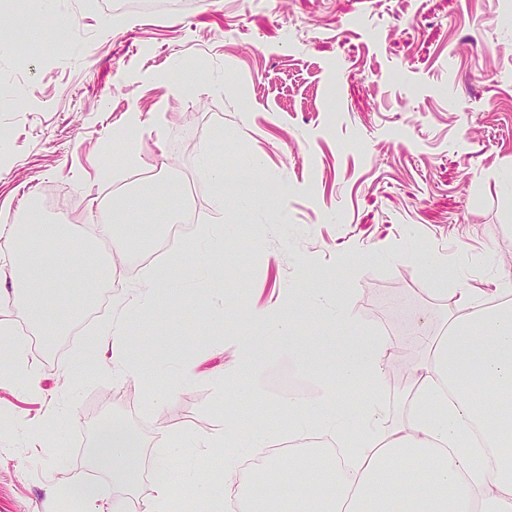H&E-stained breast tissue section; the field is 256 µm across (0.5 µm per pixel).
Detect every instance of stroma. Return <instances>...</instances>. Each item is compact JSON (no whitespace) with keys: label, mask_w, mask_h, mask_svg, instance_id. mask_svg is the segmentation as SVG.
Segmentation results:
<instances>
[{"label":"stroma","mask_w":512,"mask_h":512,"mask_svg":"<svg viewBox=\"0 0 512 512\" xmlns=\"http://www.w3.org/2000/svg\"><path fill=\"white\" fill-rule=\"evenodd\" d=\"M112 0H0V18L22 46L0 47V225L30 198L63 195L53 224L87 230L111 189L135 191L161 173L191 188L196 215L183 242L164 240L168 203H153L117 225L138 245L136 262L114 266L115 294L140 280L149 262L174 259L169 288L134 319V354L146 382L95 372L69 332L36 339L27 360L41 380L0 384V416L51 417L43 447L20 432L0 439V512H59L49 487L90 480L102 502L111 473L90 458L91 421H124L169 460L163 477L187 486L188 448L165 439L184 427L207 436L236 405L243 460L253 428L283 427L288 394H319L315 366L373 332L409 343L437 333L455 279L431 260L459 264L475 288L512 280V0H188L173 13L109 16ZM60 17L66 62L33 54L34 12ZM140 121L130 125V113ZM127 130L139 155L128 165L101 146ZM251 171L240 202L212 201L199 166ZM112 172L111 185L99 177ZM224 227L226 274L200 278L213 245L203 225ZM324 288L351 320L326 321L303 298ZM282 303L298 331L266 350L256 401L225 390L239 365V333L251 312ZM223 306V323L212 310ZM194 363L195 375L183 368ZM164 392L146 397L147 387Z\"/></svg>","instance_id":"stroma-1"}]
</instances>
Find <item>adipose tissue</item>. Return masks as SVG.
Masks as SVG:
<instances>
[{
	"label": "adipose tissue",
	"instance_id": "1",
	"mask_svg": "<svg viewBox=\"0 0 512 512\" xmlns=\"http://www.w3.org/2000/svg\"><path fill=\"white\" fill-rule=\"evenodd\" d=\"M174 185L155 177L148 193L121 200L120 210L101 211L89 236L73 241L68 256L49 265L35 251L16 255L10 289H0V306L22 308L39 317L45 334L57 323L46 301H33L30 290L49 291L72 281L81 269L97 277L88 288L111 278V263L97 257L94 246L106 241L115 254L134 259L136 250L114 234L118 224L152 197H169ZM168 269H148L138 288L112 303L111 320L90 344L100 352L103 372L129 378L141 375L133 361L130 324L153 306ZM440 333L421 337L422 351L407 373L402 415L390 420L384 399V367L393 348L385 336H365L345 352L334 379L306 400L288 396L280 411L293 422L292 437L311 431L331 442L349 443L343 464L334 466L337 493L328 496L320 476L319 454L274 462L273 488L263 497L250 495L254 475L237 454L225 451L220 476L205 471L195 486L206 492L220 483L218 501L237 503L239 512H285L286 500L317 506L318 512H512V289H499L500 303L484 300L476 288H459ZM252 327L238 336L239 368L225 382L249 390L260 367L258 346L269 345L293 329L286 308L252 313ZM359 385L364 395L359 413L338 411L340 389ZM131 445V430L122 422L102 433L93 445L99 466L111 469L117 491L109 512H129L126 489L137 480L140 462Z\"/></svg>",
	"mask_w": 512,
	"mask_h": 512
}]
</instances>
